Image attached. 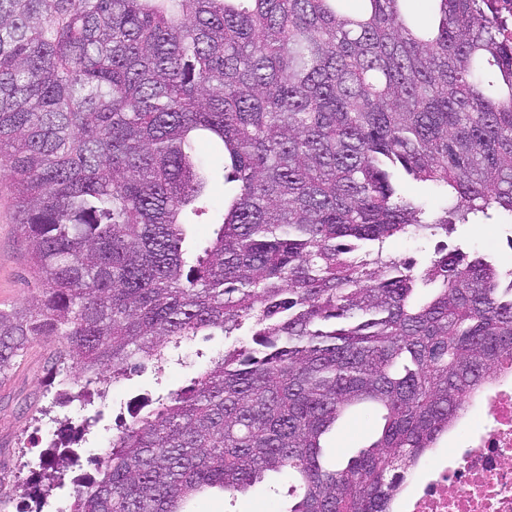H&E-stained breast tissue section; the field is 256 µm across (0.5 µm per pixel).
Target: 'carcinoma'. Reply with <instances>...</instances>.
I'll list each match as a JSON object with an SVG mask.
<instances>
[{
	"instance_id": "cac0c4a2",
	"label": "carcinoma",
	"mask_w": 512,
	"mask_h": 512,
	"mask_svg": "<svg viewBox=\"0 0 512 512\" xmlns=\"http://www.w3.org/2000/svg\"><path fill=\"white\" fill-rule=\"evenodd\" d=\"M357 2L0 0V175L42 286L0 310V380L47 336L64 386L230 341L135 408L69 512H186L272 473L288 512H388L512 361V267L386 250L512 216V0H430V26ZM203 137L236 183L217 209ZM359 405L380 436L323 465ZM435 241L426 245V252H422L420 246L411 240L394 239L389 243V248L393 253L403 258H414L419 263L433 254Z\"/></svg>"
}]
</instances>
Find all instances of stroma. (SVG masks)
Masks as SVG:
<instances>
[{"label":"stroma","instance_id":"obj_1","mask_svg":"<svg viewBox=\"0 0 512 512\" xmlns=\"http://www.w3.org/2000/svg\"><path fill=\"white\" fill-rule=\"evenodd\" d=\"M14 189L8 180L0 179V308L21 307L41 290L32 272L28 249L14 222ZM512 220L493 217L483 224L458 227L448 238L449 244L462 243L472 249L494 253L500 265H512ZM56 338L34 343L18 358L10 377L0 382V472L11 474L18 487L16 499L7 512H25L28 487L38 482L39 469L32 462L39 453L49 452L50 441L39 450H31L29 441L35 431L44 427L63 430L80 424L83 417L99 415L100 420L79 444L83 453V471H95L94 460L117 425L130 422L129 411L144 399L188 384L200 368L224 347L220 336L197 337L185 350L187 363H148L120 383L107 386L104 395H91L88 404L67 401L58 395L50 371ZM376 429L356 416L346 417L338 434L327 438L326 464L340 463L343 454H356L375 437ZM277 497L267 485L260 484L249 493L236 497L206 494L191 505L193 512H266Z\"/></svg>","mask_w":512,"mask_h":512}]
</instances>
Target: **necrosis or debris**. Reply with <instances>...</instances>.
<instances>
[{
  "mask_svg": "<svg viewBox=\"0 0 512 512\" xmlns=\"http://www.w3.org/2000/svg\"><path fill=\"white\" fill-rule=\"evenodd\" d=\"M449 445L431 449L392 505L399 512H512V368L468 398Z\"/></svg>",
  "mask_w": 512,
  "mask_h": 512,
  "instance_id": "necrosis-or-debris-1",
  "label": "necrosis or debris"
}]
</instances>
